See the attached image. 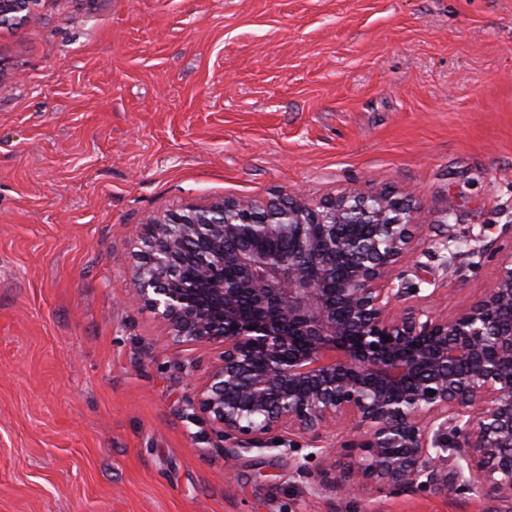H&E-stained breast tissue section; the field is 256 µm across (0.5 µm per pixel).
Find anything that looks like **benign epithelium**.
Instances as JSON below:
<instances>
[{"label": "benign epithelium", "instance_id": "7a95c632", "mask_svg": "<svg viewBox=\"0 0 512 512\" xmlns=\"http://www.w3.org/2000/svg\"><path fill=\"white\" fill-rule=\"evenodd\" d=\"M37 3L0 0V30ZM421 228L410 200L365 189L317 206L298 193L221 200L145 225L134 289L167 339L220 346L186 402L227 457L288 436L319 443L350 422L358 435L312 452L317 486L354 498L451 488L512 512V248L448 318L407 303L421 300L402 270ZM338 454L355 465L338 468Z\"/></svg>", "mask_w": 512, "mask_h": 512}]
</instances>
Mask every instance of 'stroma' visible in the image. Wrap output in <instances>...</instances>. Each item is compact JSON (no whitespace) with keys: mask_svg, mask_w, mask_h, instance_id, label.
<instances>
[{"mask_svg":"<svg viewBox=\"0 0 512 512\" xmlns=\"http://www.w3.org/2000/svg\"><path fill=\"white\" fill-rule=\"evenodd\" d=\"M0 512H487L225 459L132 279L148 219L219 199L410 196L403 263L454 313L512 245V0H39L0 31ZM448 250H440V243Z\"/></svg>","mask_w":512,"mask_h":512,"instance_id":"obj_1","label":"stroma"}]
</instances>
